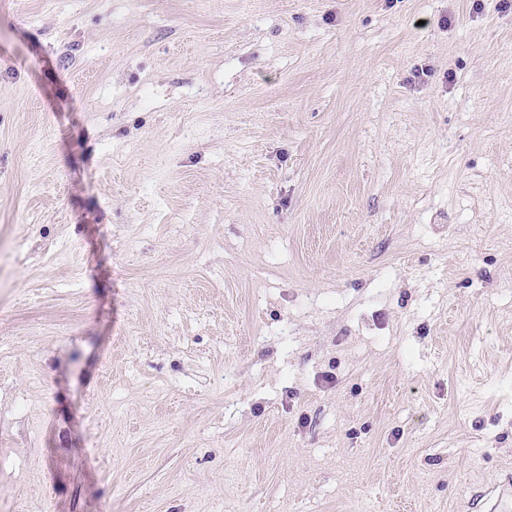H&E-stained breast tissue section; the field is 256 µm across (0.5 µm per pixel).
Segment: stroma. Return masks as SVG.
Listing matches in <instances>:
<instances>
[{
  "instance_id": "35a3bbf8",
  "label": "stroma",
  "mask_w": 512,
  "mask_h": 512,
  "mask_svg": "<svg viewBox=\"0 0 512 512\" xmlns=\"http://www.w3.org/2000/svg\"><path fill=\"white\" fill-rule=\"evenodd\" d=\"M509 474L512 8L0 0V512Z\"/></svg>"
}]
</instances>
